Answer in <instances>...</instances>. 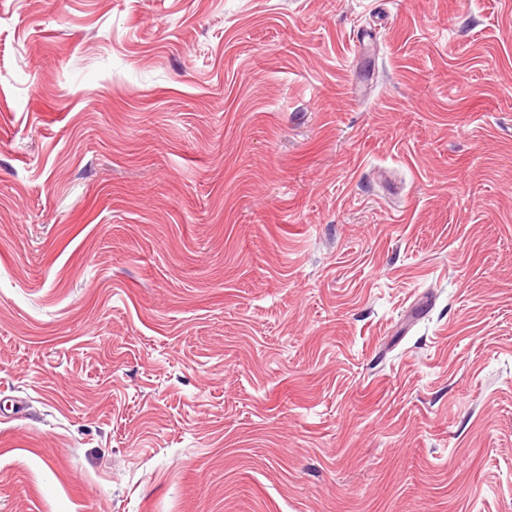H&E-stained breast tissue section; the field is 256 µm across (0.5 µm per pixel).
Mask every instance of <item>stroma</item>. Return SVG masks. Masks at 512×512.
<instances>
[{
  "instance_id": "1",
  "label": "stroma",
  "mask_w": 512,
  "mask_h": 512,
  "mask_svg": "<svg viewBox=\"0 0 512 512\" xmlns=\"http://www.w3.org/2000/svg\"><path fill=\"white\" fill-rule=\"evenodd\" d=\"M0 512H512V0H0Z\"/></svg>"
}]
</instances>
